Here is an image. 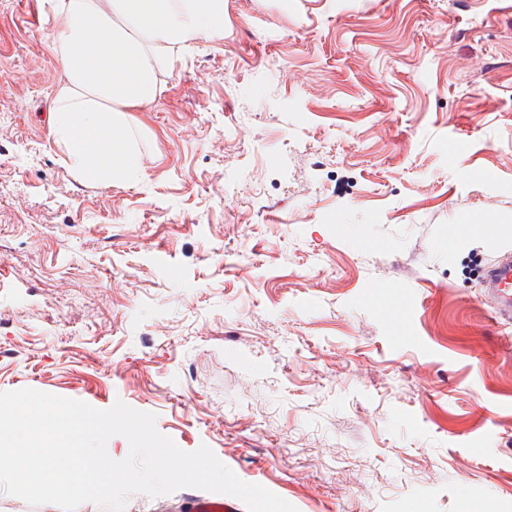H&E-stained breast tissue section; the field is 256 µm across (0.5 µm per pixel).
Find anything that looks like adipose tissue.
<instances>
[{"instance_id": "adipose-tissue-1", "label": "adipose tissue", "mask_w": 512, "mask_h": 512, "mask_svg": "<svg viewBox=\"0 0 512 512\" xmlns=\"http://www.w3.org/2000/svg\"><path fill=\"white\" fill-rule=\"evenodd\" d=\"M64 82L51 133L88 183L140 177L128 113L154 103L174 51L224 33V0H52Z\"/></svg>"}]
</instances>
